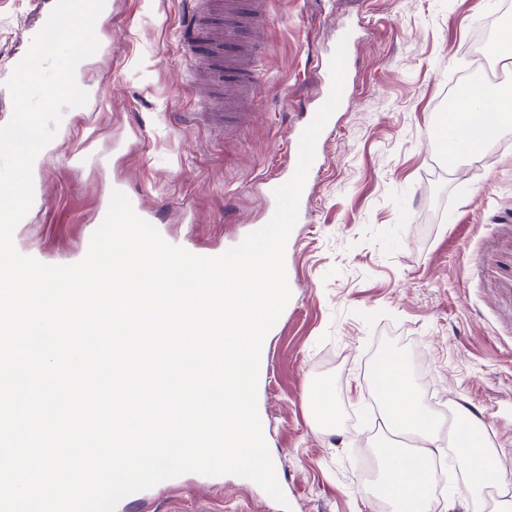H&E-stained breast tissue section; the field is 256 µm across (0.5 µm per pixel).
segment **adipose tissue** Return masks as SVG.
I'll use <instances>...</instances> for the list:
<instances>
[{
	"instance_id": "1",
	"label": "adipose tissue",
	"mask_w": 512,
	"mask_h": 512,
	"mask_svg": "<svg viewBox=\"0 0 512 512\" xmlns=\"http://www.w3.org/2000/svg\"><path fill=\"white\" fill-rule=\"evenodd\" d=\"M480 113L494 114L506 124L512 122V94L479 84L451 101L448 116L455 129L456 158L477 155L492 144V136L475 132L472 118ZM373 380L387 427L416 442L415 449L408 452L387 440L374 445L382 463L378 493L394 512H427L432 497V453L444 438L457 451V463L469 491L474 499H481L492 484L499 450L489 440L486 425L473 406L466 401L455 403L446 417L428 411L410 382L403 360L392 351L379 356Z\"/></svg>"
}]
</instances>
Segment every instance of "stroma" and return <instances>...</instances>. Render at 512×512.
Returning <instances> with one entry per match:
<instances>
[{"mask_svg": "<svg viewBox=\"0 0 512 512\" xmlns=\"http://www.w3.org/2000/svg\"><path fill=\"white\" fill-rule=\"evenodd\" d=\"M504 0H272L268 43L240 128L188 115L207 96L191 72L182 20L191 0H108L81 76L88 101L64 113L33 170L37 196L13 235L45 264L87 253L114 184L140 200L168 243L224 253L262 225L259 178L287 166L290 129L315 104L317 59L342 28L359 38L352 93L320 143L322 167L285 252L291 297L264 347L258 413L276 501L238 475L189 472L122 499L116 512H379L359 480L384 423L370 391L392 350L428 408L469 400L497 460L496 495L512 497V128L448 171L428 132L461 76L512 90V60H475L474 32ZM37 0H0V125L16 55L41 30ZM328 383L341 418L313 424L308 391ZM430 512H472L460 474L433 480Z\"/></svg>", "mask_w": 512, "mask_h": 512, "instance_id": "stroma-1", "label": "stroma"}]
</instances>
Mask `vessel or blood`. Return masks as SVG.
Wrapping results in <instances>:
<instances>
[{
    "instance_id": "obj_1",
    "label": "vessel or blood",
    "mask_w": 512,
    "mask_h": 512,
    "mask_svg": "<svg viewBox=\"0 0 512 512\" xmlns=\"http://www.w3.org/2000/svg\"><path fill=\"white\" fill-rule=\"evenodd\" d=\"M269 0H197L183 29V41L195 59L197 70L206 74L215 97L222 98V111L204 102L202 115L210 125L224 130L245 119L253 96V64L261 45L269 13ZM286 174L269 176L259 184L266 201L264 220L276 209L274 191L288 182Z\"/></svg>"
}]
</instances>
